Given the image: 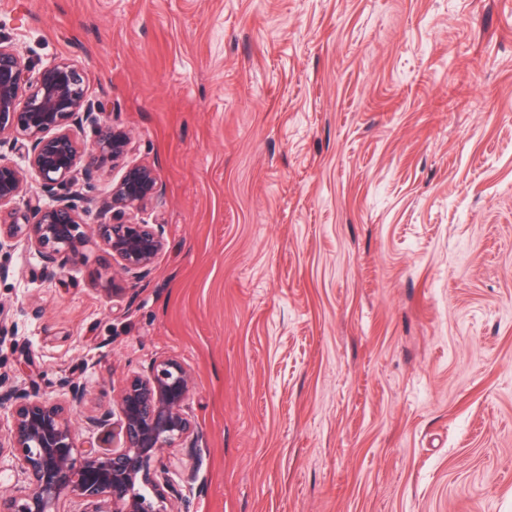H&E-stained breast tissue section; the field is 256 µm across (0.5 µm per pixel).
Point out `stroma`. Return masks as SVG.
<instances>
[{"mask_svg":"<svg viewBox=\"0 0 512 512\" xmlns=\"http://www.w3.org/2000/svg\"><path fill=\"white\" fill-rule=\"evenodd\" d=\"M155 165L151 273L0 251V376L172 356L173 512H512V0H0Z\"/></svg>","mask_w":512,"mask_h":512,"instance_id":"obj_1","label":"stroma"}]
</instances>
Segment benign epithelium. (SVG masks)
Masks as SVG:
<instances>
[{"instance_id": "7a95c632", "label": "benign epithelium", "mask_w": 512, "mask_h": 512, "mask_svg": "<svg viewBox=\"0 0 512 512\" xmlns=\"http://www.w3.org/2000/svg\"><path fill=\"white\" fill-rule=\"evenodd\" d=\"M89 83V72L65 58L36 70L0 40V249L21 243L49 270L84 261L85 248L99 243L120 273L143 278L165 247L164 231L133 214L157 202L158 174L148 163L125 162L131 133L100 121L103 105L89 96ZM120 163L118 180L86 202L104 221L85 223L72 202L74 188ZM30 179L39 192H28ZM59 388L62 398H41L0 379V408L10 414L0 453L13 457L25 482L0 494V512H60L64 500L77 502L79 512H168L177 493L168 450L191 448L198 438L186 411L189 370L164 358L125 380L113 399L121 445L112 449L78 442L74 417L85 388L67 377Z\"/></svg>"}]
</instances>
